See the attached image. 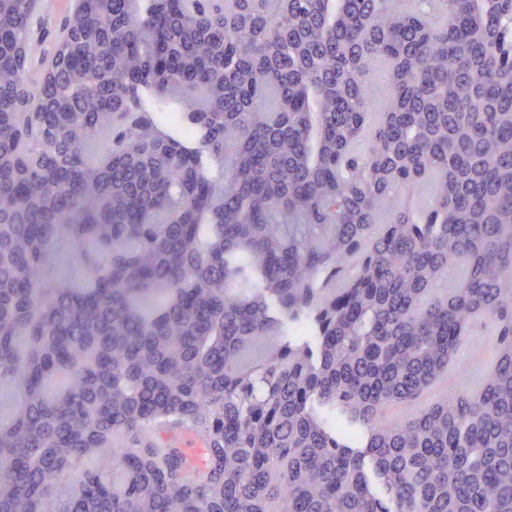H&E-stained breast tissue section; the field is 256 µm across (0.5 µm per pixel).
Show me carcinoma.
I'll return each instance as SVG.
<instances>
[{
  "instance_id": "1",
  "label": "carcinoma",
  "mask_w": 512,
  "mask_h": 512,
  "mask_svg": "<svg viewBox=\"0 0 512 512\" xmlns=\"http://www.w3.org/2000/svg\"><path fill=\"white\" fill-rule=\"evenodd\" d=\"M432 2L0 0V512H512V0ZM477 340L481 345L488 347L487 352L482 356V350L473 346L470 340ZM493 350V337L488 324H478L464 336V340L457 350V354L447 373L442 375L430 388L413 402L412 406L395 405L387 408L385 419L394 421L405 418L412 409L426 407L429 404L455 392L472 391L480 382V376L473 372L481 365V359L490 360ZM465 359V361H463ZM471 373V374H470ZM467 380L461 378L469 375Z\"/></svg>"
}]
</instances>
